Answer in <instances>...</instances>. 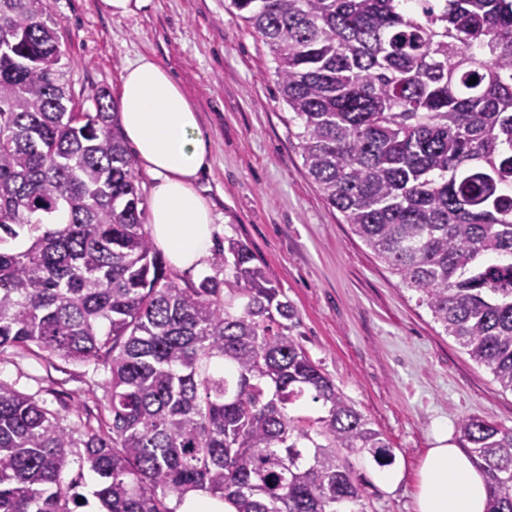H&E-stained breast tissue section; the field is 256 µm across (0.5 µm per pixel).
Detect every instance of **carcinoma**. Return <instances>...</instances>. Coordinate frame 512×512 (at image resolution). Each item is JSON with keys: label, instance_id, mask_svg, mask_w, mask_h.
Listing matches in <instances>:
<instances>
[{"label": "carcinoma", "instance_id": "1", "mask_svg": "<svg viewBox=\"0 0 512 512\" xmlns=\"http://www.w3.org/2000/svg\"><path fill=\"white\" fill-rule=\"evenodd\" d=\"M269 47L305 169L444 332L512 391V0H231ZM49 0H0V355L106 378L97 425L0 382V512H78L73 449L103 512H174L203 490L237 512H340L341 452L395 459L313 361L251 249L180 287L144 228L110 92L75 101ZM476 83H470V79ZM326 415L291 408L304 395ZM459 442L487 512H512V428Z\"/></svg>", "mask_w": 512, "mask_h": 512}]
</instances>
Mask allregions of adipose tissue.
I'll return each instance as SVG.
<instances>
[{
  "label": "adipose tissue",
  "mask_w": 512,
  "mask_h": 512,
  "mask_svg": "<svg viewBox=\"0 0 512 512\" xmlns=\"http://www.w3.org/2000/svg\"><path fill=\"white\" fill-rule=\"evenodd\" d=\"M119 122L136 159L152 178L151 235L181 270L203 266L211 255L215 220L198 193L211 168L209 142L181 86L153 56L141 55L123 70ZM484 479L452 444L429 449L420 471L416 512H486Z\"/></svg>",
  "instance_id": "adipose-tissue-1"
}]
</instances>
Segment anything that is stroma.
Wrapping results in <instances>:
<instances>
[{"mask_svg":"<svg viewBox=\"0 0 512 512\" xmlns=\"http://www.w3.org/2000/svg\"><path fill=\"white\" fill-rule=\"evenodd\" d=\"M80 101L117 92L128 62L149 54L198 107L212 171L198 183L216 247L243 241L296 310L292 329L336 386L390 441L400 482L384 486L370 455L343 453L368 483L364 512H415L418 470L433 432L465 416L512 428V391L434 322L389 266L324 201L300 156L268 47L231 0H152L126 18L98 0H51ZM72 364L0 355V381L44 400L72 423L95 399Z\"/></svg>","mask_w":512,"mask_h":512,"instance_id":"1","label":"stroma"}]
</instances>
